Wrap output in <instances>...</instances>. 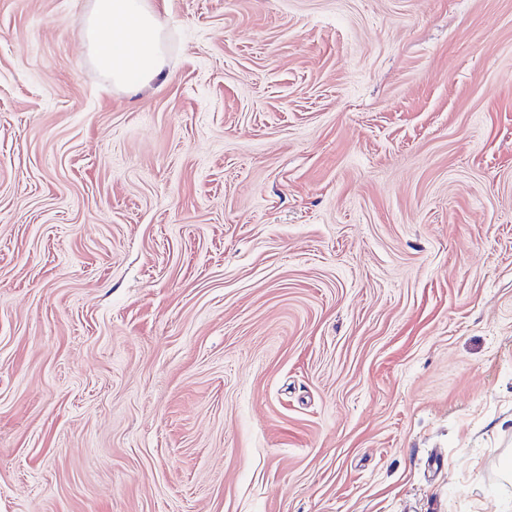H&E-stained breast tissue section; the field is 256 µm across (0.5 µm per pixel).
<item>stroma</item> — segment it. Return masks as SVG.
<instances>
[{"mask_svg":"<svg viewBox=\"0 0 512 512\" xmlns=\"http://www.w3.org/2000/svg\"><path fill=\"white\" fill-rule=\"evenodd\" d=\"M0 0V512H512V0ZM83 39L114 84L138 88L162 75L161 29L146 0H94Z\"/></svg>","mask_w":512,"mask_h":512,"instance_id":"35a3bbf8","label":"stroma"}]
</instances>
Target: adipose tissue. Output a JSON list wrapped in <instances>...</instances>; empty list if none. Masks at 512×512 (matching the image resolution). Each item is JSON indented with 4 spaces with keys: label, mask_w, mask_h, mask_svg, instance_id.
I'll use <instances>...</instances> for the list:
<instances>
[{
    "label": "adipose tissue",
    "mask_w": 512,
    "mask_h": 512,
    "mask_svg": "<svg viewBox=\"0 0 512 512\" xmlns=\"http://www.w3.org/2000/svg\"><path fill=\"white\" fill-rule=\"evenodd\" d=\"M83 39L114 84L138 88L162 74L161 29L147 0H93Z\"/></svg>",
    "instance_id": "ef3b65f1"
}]
</instances>
